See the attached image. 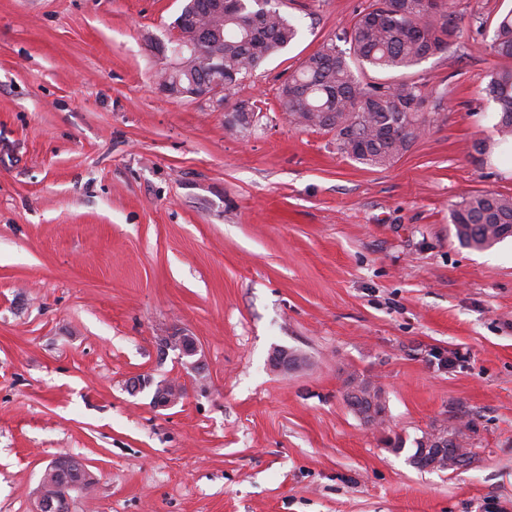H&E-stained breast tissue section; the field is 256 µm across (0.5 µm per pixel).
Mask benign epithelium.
Here are the masks:
<instances>
[{
  "label": "benign epithelium",
  "mask_w": 512,
  "mask_h": 512,
  "mask_svg": "<svg viewBox=\"0 0 512 512\" xmlns=\"http://www.w3.org/2000/svg\"><path fill=\"white\" fill-rule=\"evenodd\" d=\"M163 52L169 55V69L178 68L187 58H199L213 68L223 67L222 54L216 49V43L209 33L195 23H188L185 32L174 40V46L166 47ZM186 95L195 98H207L219 109H224V85L194 83ZM163 348L179 351V359L187 369L197 376L205 371L203 357L196 339L187 334H177L165 340ZM303 359L286 350H278L272 358L273 367L280 372H288L301 366ZM132 394L151 391V405L155 409H168L176 405L184 396L183 386L174 380H155L150 375H139L130 379L126 385ZM428 449L423 448L418 456L419 468L433 471L447 461L439 453L427 456ZM94 485L84 461L69 454L56 456L43 471L36 492L34 512H71V492L84 491Z\"/></svg>",
  "instance_id": "1"
}]
</instances>
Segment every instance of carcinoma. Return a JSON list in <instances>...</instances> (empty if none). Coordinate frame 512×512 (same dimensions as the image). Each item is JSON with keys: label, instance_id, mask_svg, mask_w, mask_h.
<instances>
[{"label": "carcinoma", "instance_id": "cac0c4a2", "mask_svg": "<svg viewBox=\"0 0 512 512\" xmlns=\"http://www.w3.org/2000/svg\"><path fill=\"white\" fill-rule=\"evenodd\" d=\"M279 0H237L233 12L217 18L207 0H187L181 13L193 12L218 36L224 69L200 65L174 69L171 94L200 78L224 82L231 91L269 56L288 46L299 34L297 22L279 8ZM390 0H377L358 13L345 32L349 48L329 40L305 59L281 88L279 106L294 125L334 135L337 149L348 159L368 167L394 163L431 123L424 112L422 85L402 72L448 51L461 37L462 18L454 0H441L431 9L427 0H404L401 11L387 10ZM489 49L512 60V11L500 15ZM388 75L384 82H365L353 65ZM484 93L497 114V147L512 139V65L489 74ZM450 221L455 236L467 247L483 249L512 237V196L484 191L452 205ZM451 458L470 461L466 434L460 428H441Z\"/></svg>", "mask_w": 512, "mask_h": 512}]
</instances>
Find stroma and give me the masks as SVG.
<instances>
[{"mask_svg": "<svg viewBox=\"0 0 512 512\" xmlns=\"http://www.w3.org/2000/svg\"><path fill=\"white\" fill-rule=\"evenodd\" d=\"M371 2L282 0L300 35L229 93L257 113L232 132L158 85L184 0H0V512H33L60 454L96 482L72 512H512V239L469 248L449 221L512 196V151L471 148L498 140L485 42L512 0H454L458 43L407 72L430 128L382 168L278 106ZM177 333L203 376L163 350ZM277 348L303 366L274 371ZM139 374L186 395L154 409ZM464 423V468L408 463ZM163 348L178 350L181 363L195 375L201 376L204 373L205 363L194 336L187 334L169 336L168 339L165 340ZM199 354L200 356L197 357Z\"/></svg>", "mask_w": 512, "mask_h": 512, "instance_id": "obj_1", "label": "stroma"}]
</instances>
